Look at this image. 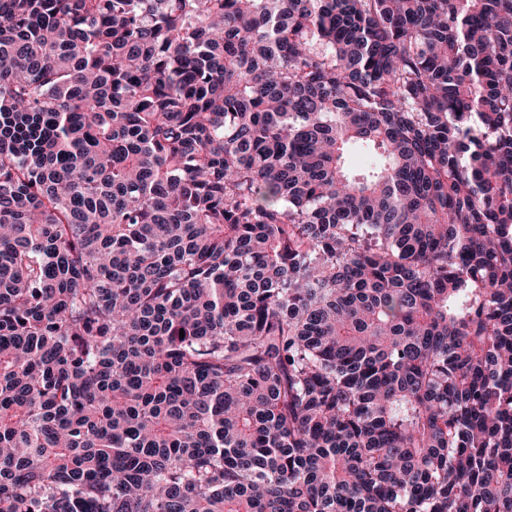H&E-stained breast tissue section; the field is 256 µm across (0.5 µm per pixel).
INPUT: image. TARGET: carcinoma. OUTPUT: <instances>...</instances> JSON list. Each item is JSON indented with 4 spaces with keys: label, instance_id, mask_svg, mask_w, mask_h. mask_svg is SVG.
<instances>
[{
    "label": "carcinoma",
    "instance_id": "1",
    "mask_svg": "<svg viewBox=\"0 0 512 512\" xmlns=\"http://www.w3.org/2000/svg\"><path fill=\"white\" fill-rule=\"evenodd\" d=\"M0 512H512V0H0Z\"/></svg>",
    "mask_w": 512,
    "mask_h": 512
}]
</instances>
